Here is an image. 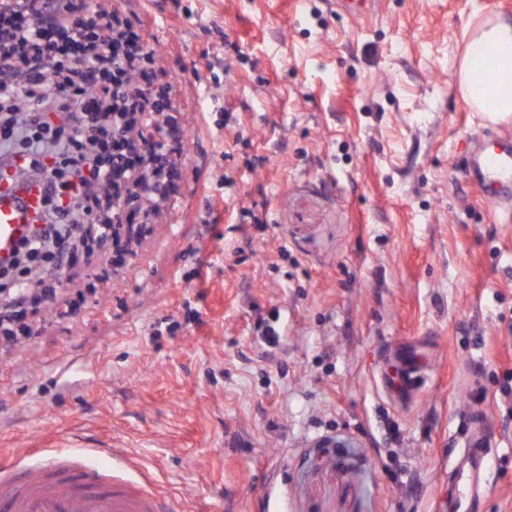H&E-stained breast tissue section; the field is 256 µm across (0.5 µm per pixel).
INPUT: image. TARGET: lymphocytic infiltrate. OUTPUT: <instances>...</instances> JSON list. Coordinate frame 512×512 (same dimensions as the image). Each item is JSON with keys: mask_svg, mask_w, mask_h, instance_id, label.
I'll return each instance as SVG.
<instances>
[{"mask_svg": "<svg viewBox=\"0 0 512 512\" xmlns=\"http://www.w3.org/2000/svg\"><path fill=\"white\" fill-rule=\"evenodd\" d=\"M141 30L109 0H0V161L44 177L39 228L0 271V340L84 307L71 271L131 265L180 189L185 121Z\"/></svg>", "mask_w": 512, "mask_h": 512, "instance_id": "1", "label": "lymphocytic infiltrate"}]
</instances>
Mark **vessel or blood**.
<instances>
[{"label":"vessel or blood","mask_w":512,"mask_h":512,"mask_svg":"<svg viewBox=\"0 0 512 512\" xmlns=\"http://www.w3.org/2000/svg\"><path fill=\"white\" fill-rule=\"evenodd\" d=\"M470 168L488 201L512 195V139L497 149L479 150ZM42 181L16 178L0 170V261H8L20 240L40 224ZM488 450L480 437L464 442V462L451 480L458 489L448 512H478L479 500L470 493V480L480 473ZM127 460L113 454L112 464L94 463L86 450L62 449L31 461L0 465V512H162L166 503L148 482L125 477Z\"/></svg>","instance_id":"1"}]
</instances>
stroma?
Segmentation results:
<instances>
[{
    "label": "stroma",
    "instance_id": "obj_1",
    "mask_svg": "<svg viewBox=\"0 0 512 512\" xmlns=\"http://www.w3.org/2000/svg\"><path fill=\"white\" fill-rule=\"evenodd\" d=\"M121 2L181 89L180 196L127 274L0 352V461L120 448L172 512H448L477 429L480 512H512V196L467 170L512 123L452 79L512 0Z\"/></svg>",
    "mask_w": 512,
    "mask_h": 512
}]
</instances>
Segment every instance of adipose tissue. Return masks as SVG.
<instances>
[{
	"instance_id": "adipose-tissue-1",
	"label": "adipose tissue",
	"mask_w": 512,
	"mask_h": 512,
	"mask_svg": "<svg viewBox=\"0 0 512 512\" xmlns=\"http://www.w3.org/2000/svg\"><path fill=\"white\" fill-rule=\"evenodd\" d=\"M463 36L465 51L454 69L461 96L491 122L512 120V19L477 20Z\"/></svg>"
}]
</instances>
